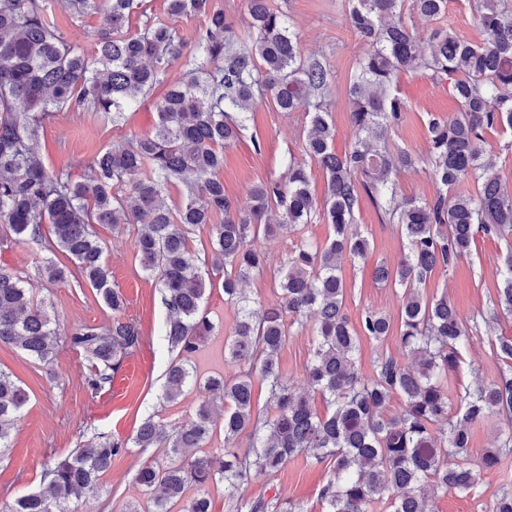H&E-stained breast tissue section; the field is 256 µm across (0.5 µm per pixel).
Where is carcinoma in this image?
Listing matches in <instances>:
<instances>
[{"label": "carcinoma", "instance_id": "cac0c4a2", "mask_svg": "<svg viewBox=\"0 0 512 512\" xmlns=\"http://www.w3.org/2000/svg\"><path fill=\"white\" fill-rule=\"evenodd\" d=\"M140 2L62 0L76 17L100 9L107 14L89 56L58 28L52 0H0V243L35 244L70 258L112 311L103 326L79 324L60 332L51 327L31 279L0 269V345L47 365L62 338L88 362L85 391L93 398L110 391L123 360L139 347L141 331L119 316L125 298L111 284L94 225L139 224L136 257L159 287L167 310L164 341L174 354L162 397L174 402L193 385L203 399L195 417L182 425L148 417L128 440L95 434L45 464L43 489L12 498L0 512H68L72 499L99 492L112 458L130 448H162L168 461L138 467L133 481L148 495V506L132 505L126 512H173L180 502L179 512H211L209 484L224 483L232 498L252 471L277 470L301 454L330 463L320 491L326 512H368L383 500L389 512H434L427 483L473 491L483 473L512 453L511 430L485 449L480 463L470 462L472 424L490 414L512 422V337L492 344L503 363L498 380L475 383L452 407L448 377L459 368L471 328L448 296L430 300L420 287L435 270L447 271L469 256L477 239L512 236V186L493 173L482 147L488 131L512 130V0H469L486 35L482 42L468 43L439 27L426 49L413 32V15L440 18L448 0H343L364 49L349 86L353 142L342 155L334 149L336 128L326 95L330 65L323 56H302L300 36L284 11L269 0H246L243 37L213 0H167L171 15L204 18L190 51L179 31L161 19L130 31ZM174 65L180 77L171 80ZM409 69L448 84L460 104L453 117H429L425 155L390 147L406 109L397 79ZM159 86L166 90L155 102L152 134L113 143L79 174L50 169L39 158L38 142L57 113L91 111L117 123L139 96ZM264 99L281 112H303L308 125L301 156L289 155L282 179L253 185L249 210L242 212L225 194L219 173L224 149L240 140L249 111ZM314 163L327 179L321 202L309 189ZM423 167L436 186L434 197L398 198L395 172ZM466 178L478 183V191L453 192ZM175 185L181 186V200L172 209L165 193ZM364 195L407 242L397 268L381 264L376 270L379 281L403 288L396 328L375 310L365 311L355 328L344 312L342 264L370 253L369 240L353 230ZM219 214L224 222L213 223ZM318 217L330 227L326 242L300 244L272 267L260 236L294 233ZM197 229L208 234L205 260L189 244ZM207 264L224 272V301L236 307L233 330L224 337V361L245 370L233 380L199 379L188 367L214 329L203 308L214 286L202 271ZM266 269L278 278L280 293L250 305L244 285ZM70 274L68 266L51 259L38 270L47 283ZM500 311L512 315V254L497 268L496 300L484 322L497 321ZM309 321L314 340L306 375L329 408L324 415L312 407L309 394L293 389L279 366L293 331L306 330ZM392 335L413 364L388 356L373 375H362V339L380 343ZM256 377L268 388L264 416L254 404ZM395 397L403 407L389 416ZM28 401L24 388L0 370L1 457ZM219 421L222 452L187 457L186 450L205 446ZM245 431L251 444L242 450L237 443ZM192 487L198 494L187 500ZM281 506L275 495L238 498L234 508L282 512Z\"/></svg>", "mask_w": 512, "mask_h": 512}]
</instances>
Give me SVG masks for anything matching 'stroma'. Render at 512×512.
Wrapping results in <instances>:
<instances>
[{"label":"stroma","instance_id":"stroma-1","mask_svg":"<svg viewBox=\"0 0 512 512\" xmlns=\"http://www.w3.org/2000/svg\"><path fill=\"white\" fill-rule=\"evenodd\" d=\"M291 18L301 34L304 56L326 55L335 73L328 90L332 118L336 125L334 147L344 153L351 146L349 112L351 101L347 82L351 67L363 45L351 28L337 0H271ZM452 28L470 43L480 42L482 33L472 19L468 0H448V11L440 22L415 18L414 29L420 38H428L435 26ZM400 97L407 111L396 128L394 140L411 152L427 151L429 116L457 113L458 103L447 86L435 85L416 71L401 74ZM157 93H150L118 124L101 120L92 112L61 111L48 125L38 146L44 163L57 169L88 163L104 147L130 135H146L156 123L154 103ZM304 113L286 114L273 104L259 103L253 111L240 142L224 152V191L238 207L249 205L248 189L254 183L284 175L288 153L302 150ZM260 140L261 151H254L253 140ZM358 230L372 245L369 257L355 264L344 263L341 274L347 286L345 313L351 324H358L365 310L385 313L398 320L402 303L401 288L376 281L377 262L396 265L406 250L396 226L383 223L370 201H363L356 216ZM104 249V259L112 282L123 292L127 304L123 318L137 322L142 340L139 349L124 359L112 389L99 397H90L82 385L87 370L85 358L59 343L51 367L34 363L14 347L0 346V369L11 373L29 391L30 402L22 410L12 433V447L0 459V503L16 495L38 489L46 461L67 455L86 443L93 434L108 432L122 438L134 437L139 425L149 415L167 423L178 424L191 419L201 399L195 389H187L178 403L161 398L164 373L171 360L161 336L166 309L161 302L155 280L143 272L134 252L137 227L108 224L95 227ZM512 253V238L481 239L470 257L460 261L453 271L435 272L421 290L427 297L447 296L472 329L471 344L454 376L448 380V396L459 404L466 388L475 381L491 384L498 375L499 360L492 343L496 332L512 336V319L500 316L495 331H488L482 320L496 297V268ZM48 310L61 327L72 324L100 326L111 313L94 290L83 280L69 278L42 289ZM204 306L216 326V332L192 359L200 376L215 373L235 377L239 369L224 361V336L233 328L234 313L224 301L222 288L205 295ZM312 348L310 333L292 336L281 351L282 373L294 386L307 385L305 367ZM164 464L163 449H132L130 454L113 460L112 468L101 479L102 492L71 501L70 512H124L126 506L142 505L146 497L132 475L145 462ZM329 476L328 464L315 463L306 456L288 460L278 471L253 473L248 484L238 492L240 498L256 499L280 496L292 512H325L319 493ZM512 490V456L484 475L476 491L465 494L456 490L435 492V512H488L492 501L502 491Z\"/></svg>","mask_w":512,"mask_h":512}]
</instances>
